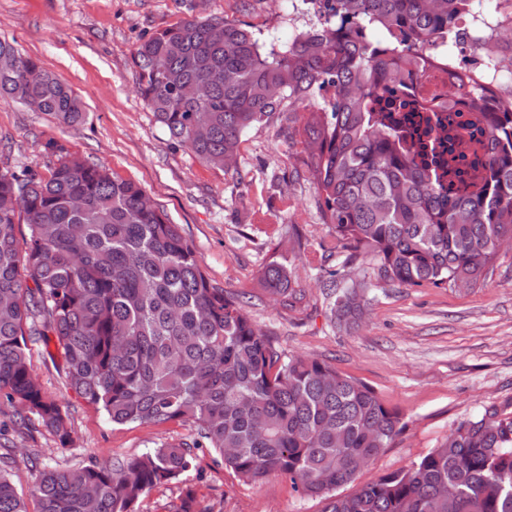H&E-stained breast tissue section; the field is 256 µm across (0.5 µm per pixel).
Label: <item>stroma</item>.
<instances>
[{"mask_svg":"<svg viewBox=\"0 0 512 512\" xmlns=\"http://www.w3.org/2000/svg\"><path fill=\"white\" fill-rule=\"evenodd\" d=\"M479 8L498 24L481 43L465 41L458 49L474 71L488 58L512 57V0H481ZM194 15L242 23L258 37L272 34L283 42L318 23L310 0H0V37L39 59L86 106L84 121L71 126L1 103L0 169L47 174L55 157L45 146L54 142L140 184L180 225L210 283L245 296L249 316L281 350L327 361L396 408L405 432L355 484L336 488L345 496L418 461L461 419L512 401V250L500 252L492 277L475 288L376 284L358 327H338L330 319L325 272L355 279L369 264L350 251L326 250L330 228L308 179L301 118L286 110L248 129L236 168L228 171L170 144L137 93L135 45ZM275 251L304 294L296 307L273 303L258 286ZM29 349L33 375L68 413L72 443L61 448L34 416L28 432L14 433L11 411H0V434L10 438L14 460L10 479L23 497H30L43 469L108 463L195 437L191 423L112 424L68 388L43 343L30 342ZM189 488L193 512H324L327 505L326 498L300 496L276 475L244 481L203 447L195 449L184 482L152 488L139 499L138 512H181Z\"/></svg>","mask_w":512,"mask_h":512,"instance_id":"35a3bbf8","label":"stroma"}]
</instances>
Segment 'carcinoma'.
<instances>
[{
  "label": "carcinoma",
  "instance_id": "carcinoma-1",
  "mask_svg": "<svg viewBox=\"0 0 512 512\" xmlns=\"http://www.w3.org/2000/svg\"><path fill=\"white\" fill-rule=\"evenodd\" d=\"M475 2L334 0L321 28L268 49L240 24L193 17L137 44L138 93L170 140L205 166L235 160L242 135L283 100L302 107L330 252L358 251L392 286L474 288L512 245V97L462 74L487 144L477 187L461 193L448 191L454 156L434 177L425 150L404 146L374 104L439 61L433 47ZM377 29L388 38L374 39ZM5 100L65 124L85 118L68 84L1 38ZM49 150L57 163L46 176L0 170V399L18 426L35 415L68 446V414L30 368L28 342L53 341L48 357H60L69 387L113 423L191 422L198 440L43 470L35 512H135L144 493L182 480L202 441L241 479L276 473L304 497L355 482L391 446L401 414L330 364L279 351L239 296L209 282L180 226L141 186L61 146ZM329 280L331 317L355 324L371 281L341 286L334 271ZM258 282L285 307L303 300L276 258ZM511 406L484 407L408 468L329 499L325 512H512ZM12 464L0 456V512H29Z\"/></svg>",
  "mask_w": 512,
  "mask_h": 512
}]
</instances>
